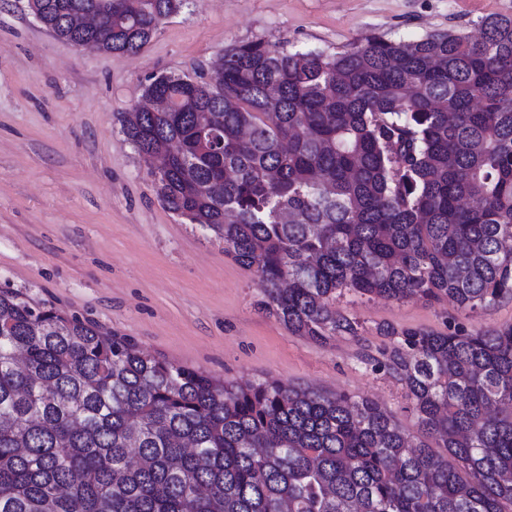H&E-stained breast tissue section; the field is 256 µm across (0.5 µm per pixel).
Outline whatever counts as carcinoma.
<instances>
[{"instance_id":"carcinoma-1","label":"carcinoma","mask_w":512,"mask_h":512,"mask_svg":"<svg viewBox=\"0 0 512 512\" xmlns=\"http://www.w3.org/2000/svg\"><path fill=\"white\" fill-rule=\"evenodd\" d=\"M38 2L53 37L134 54L188 0ZM142 98L176 104L118 118L157 198L291 334L358 335L345 292L512 299V18L335 54L232 44L211 80L153 74ZM386 333L360 360L405 385L416 445L370 399L214 379L0 290V512H512V325Z\"/></svg>"}]
</instances>
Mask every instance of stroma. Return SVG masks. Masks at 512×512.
<instances>
[{
  "mask_svg": "<svg viewBox=\"0 0 512 512\" xmlns=\"http://www.w3.org/2000/svg\"><path fill=\"white\" fill-rule=\"evenodd\" d=\"M512 0H190L136 54L79 49L0 0V289L90 320L144 352L214 377L277 380L368 398L421 440L405 386L357 357L388 345L380 326L447 332L512 324V300L476 312L449 301L367 299L336 307L357 336L292 335L264 307L255 270L211 231L157 199L116 120L149 75L210 69L227 45L261 40L333 54L365 36L473 33Z\"/></svg>",
  "mask_w": 512,
  "mask_h": 512,
  "instance_id": "stroma-1",
  "label": "stroma"
}]
</instances>
